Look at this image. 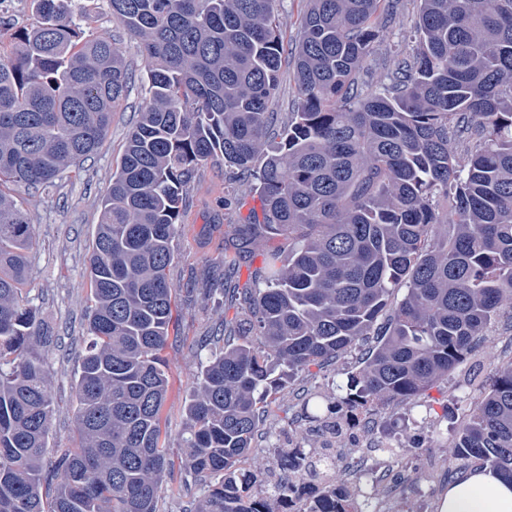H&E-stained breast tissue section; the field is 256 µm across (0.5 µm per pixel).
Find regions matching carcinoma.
Segmentation results:
<instances>
[{"instance_id": "cac0c4a2", "label": "carcinoma", "mask_w": 512, "mask_h": 512, "mask_svg": "<svg viewBox=\"0 0 512 512\" xmlns=\"http://www.w3.org/2000/svg\"><path fill=\"white\" fill-rule=\"evenodd\" d=\"M304 2L289 44L278 0H108L148 97L92 246L73 448L49 447L56 336L24 288L32 216L8 189L50 193L94 154L129 72L116 39L80 27L94 0H30V28L0 17V512H158L172 466L167 269L186 188L211 162L261 199L262 220L230 225L239 253L287 247L263 254L235 317L199 345L180 432L183 469L204 486L191 512H294L300 499L358 512V485L327 481L350 427L413 404L512 316V0H417L413 44L381 55L406 0ZM285 76L296 100L282 118L270 108ZM370 336L345 395L307 399L319 446L240 472L292 376ZM450 454L512 482V360Z\"/></svg>"}]
</instances>
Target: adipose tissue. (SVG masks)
<instances>
[{
    "instance_id": "ef3b65f1",
    "label": "adipose tissue",
    "mask_w": 512,
    "mask_h": 512,
    "mask_svg": "<svg viewBox=\"0 0 512 512\" xmlns=\"http://www.w3.org/2000/svg\"><path fill=\"white\" fill-rule=\"evenodd\" d=\"M441 512H512V483L486 469L468 471L449 486Z\"/></svg>"
}]
</instances>
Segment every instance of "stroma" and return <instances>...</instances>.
Here are the masks:
<instances>
[{
	"mask_svg": "<svg viewBox=\"0 0 512 512\" xmlns=\"http://www.w3.org/2000/svg\"><path fill=\"white\" fill-rule=\"evenodd\" d=\"M86 33H110L123 47L130 80L127 91L112 114L109 134L98 152L67 168L58 189L50 196L32 195L15 189L33 218L36 244L29 254L25 288L40 316L53 325L59 341L48 353L51 392L55 411L51 446L69 448L75 443L76 402L72 382L80 369L90 305L89 259L101 204L112 186V174L122 155L127 133L133 126L145 97V63L137 42L113 22L107 0H98L82 18ZM226 168L207 165L187 191L188 220L174 240L175 259L168 271L175 288V313L169 343L163 353L171 377V391L163 408L170 435L173 460H180L178 434L183 426V406L199 368L196 343L212 327L233 318L226 308L203 296H189L196 278L224 271L225 257H236L229 284L244 287L261 267L263 255L255 251L238 256L227 233L229 225L248 223L261 202L254 189L246 187L225 194ZM362 357L353 350L345 360L324 369L295 376L267 408L257 446L261 455L272 456L288 444L309 445V424L302 420L303 398L308 391L332 393L345 381ZM512 358V324L500 321L479 346L437 387L418 396L410 408L385 407L373 417L372 427L356 426L349 433L357 452L336 463L339 480L361 481L373 492L364 512H440L448 489L446 473L457 466L448 447L456 432L470 417L478 389L501 362ZM411 478L407 491L392 492L393 474Z\"/></svg>",
	"mask_w": 512,
	"mask_h": 512,
	"instance_id": "1",
	"label": "stroma"
}]
</instances>
